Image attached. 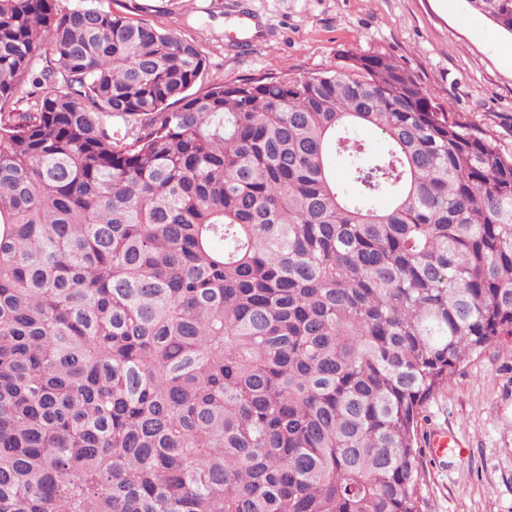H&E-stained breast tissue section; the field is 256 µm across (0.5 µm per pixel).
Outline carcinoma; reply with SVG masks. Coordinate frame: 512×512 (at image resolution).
<instances>
[{
  "mask_svg": "<svg viewBox=\"0 0 512 512\" xmlns=\"http://www.w3.org/2000/svg\"><path fill=\"white\" fill-rule=\"evenodd\" d=\"M205 68L0 0V512H423L424 404L512 338V157L390 56Z\"/></svg>",
  "mask_w": 512,
  "mask_h": 512,
  "instance_id": "obj_1",
  "label": "carcinoma"
}]
</instances>
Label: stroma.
<instances>
[{
	"mask_svg": "<svg viewBox=\"0 0 512 512\" xmlns=\"http://www.w3.org/2000/svg\"><path fill=\"white\" fill-rule=\"evenodd\" d=\"M104 8L193 41L203 85L308 74L340 56L402 63L457 114L512 155V36L462 0H58ZM462 443L449 462L424 458L423 512H512V340L487 347L426 402L420 438Z\"/></svg>",
	"mask_w": 512,
	"mask_h": 512,
	"instance_id": "stroma-1",
	"label": "stroma"
}]
</instances>
